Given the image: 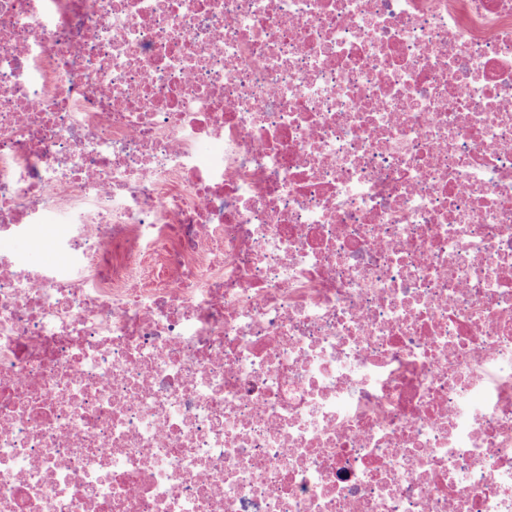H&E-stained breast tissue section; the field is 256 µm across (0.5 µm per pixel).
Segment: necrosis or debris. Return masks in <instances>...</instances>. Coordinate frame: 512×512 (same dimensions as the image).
Here are the masks:
<instances>
[{
    "mask_svg": "<svg viewBox=\"0 0 512 512\" xmlns=\"http://www.w3.org/2000/svg\"><path fill=\"white\" fill-rule=\"evenodd\" d=\"M0 512H512V0H0ZM7 242L10 249L28 258L38 259L45 264H58L61 266L65 264L64 257L51 251L47 245H44L41 249H36L28 240L22 238Z\"/></svg>",
    "mask_w": 512,
    "mask_h": 512,
    "instance_id": "obj_1",
    "label": "necrosis or debris"
}]
</instances>
